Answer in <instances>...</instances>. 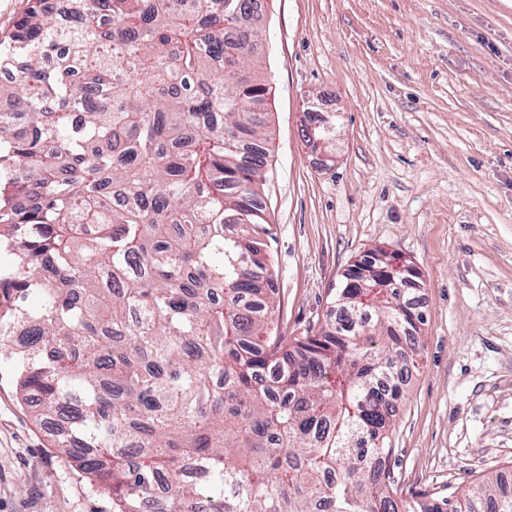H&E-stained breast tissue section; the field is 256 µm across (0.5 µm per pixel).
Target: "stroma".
Returning a JSON list of instances; mask_svg holds the SVG:
<instances>
[{"label": "stroma", "instance_id": "stroma-1", "mask_svg": "<svg viewBox=\"0 0 512 512\" xmlns=\"http://www.w3.org/2000/svg\"><path fill=\"white\" fill-rule=\"evenodd\" d=\"M261 196L281 332L318 329L365 252L413 262L423 346L391 476L430 502L512 478V0H268ZM336 114V162L301 133ZM0 371V512H112Z\"/></svg>", "mask_w": 512, "mask_h": 512}]
</instances>
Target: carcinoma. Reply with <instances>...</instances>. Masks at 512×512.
Wrapping results in <instances>:
<instances>
[{"instance_id": "1", "label": "carcinoma", "mask_w": 512, "mask_h": 512, "mask_svg": "<svg viewBox=\"0 0 512 512\" xmlns=\"http://www.w3.org/2000/svg\"><path fill=\"white\" fill-rule=\"evenodd\" d=\"M254 4L33 0L0 43V362L112 512H512L500 475L395 499L412 263L370 251L320 332L275 325Z\"/></svg>"}]
</instances>
